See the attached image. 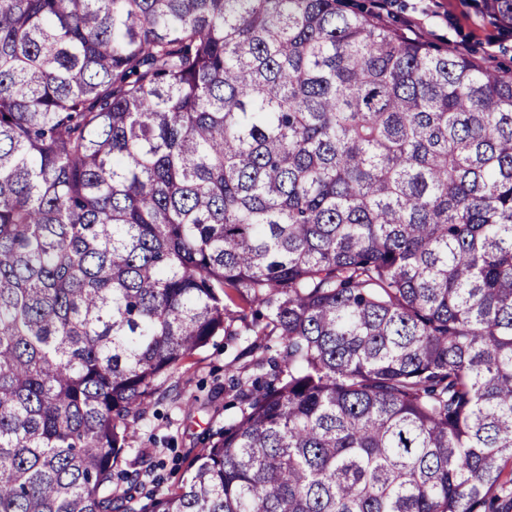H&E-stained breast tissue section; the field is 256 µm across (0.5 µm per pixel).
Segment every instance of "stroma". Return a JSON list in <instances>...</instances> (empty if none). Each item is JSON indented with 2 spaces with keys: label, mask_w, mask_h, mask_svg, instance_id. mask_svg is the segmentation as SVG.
<instances>
[{
  "label": "stroma",
  "mask_w": 512,
  "mask_h": 512,
  "mask_svg": "<svg viewBox=\"0 0 512 512\" xmlns=\"http://www.w3.org/2000/svg\"><path fill=\"white\" fill-rule=\"evenodd\" d=\"M393 28L435 47L465 55L483 67L512 70V33L482 12V0H361ZM241 336L213 337L186 366L164 382L147 410L141 429L126 451L153 452L156 467L146 486L180 483L187 460L223 428L234 398L232 364L245 347Z\"/></svg>",
  "instance_id": "obj_1"
}]
</instances>
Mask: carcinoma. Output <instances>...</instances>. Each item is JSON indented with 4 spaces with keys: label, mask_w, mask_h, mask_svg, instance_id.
I'll list each match as a JSON object with an SVG mask.
<instances>
[{
    "label": "carcinoma",
    "mask_w": 512,
    "mask_h": 512,
    "mask_svg": "<svg viewBox=\"0 0 512 512\" xmlns=\"http://www.w3.org/2000/svg\"><path fill=\"white\" fill-rule=\"evenodd\" d=\"M226 332L260 373L138 505ZM508 464L512 76L346 0H0V512H496ZM244 338L214 336L156 394L126 451L133 460L142 448L152 449L156 467L142 477L146 489L157 482L162 489L179 484L187 460L237 411L224 405L234 399L230 366L246 346Z\"/></svg>",
    "instance_id": "cac0c4a2"
}]
</instances>
